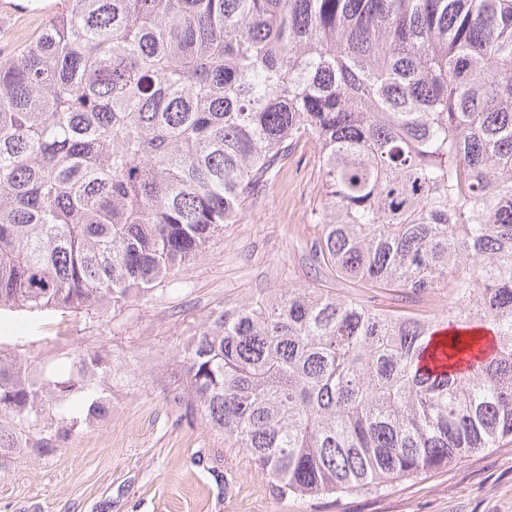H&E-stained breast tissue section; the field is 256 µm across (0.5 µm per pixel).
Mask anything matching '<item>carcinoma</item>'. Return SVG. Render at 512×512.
<instances>
[{
    "mask_svg": "<svg viewBox=\"0 0 512 512\" xmlns=\"http://www.w3.org/2000/svg\"><path fill=\"white\" fill-rule=\"evenodd\" d=\"M74 3L0 60V311L145 297L313 140V260L360 294L211 311L176 347L187 407L283 496L512 444V0ZM384 291L445 292L452 334L430 353L440 323ZM57 386L0 355L11 441Z\"/></svg>",
    "mask_w": 512,
    "mask_h": 512,
    "instance_id": "obj_1",
    "label": "carcinoma"
}]
</instances>
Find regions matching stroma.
Wrapping results in <instances>:
<instances>
[{"label":"stroma","instance_id":"stroma-1","mask_svg":"<svg viewBox=\"0 0 512 512\" xmlns=\"http://www.w3.org/2000/svg\"><path fill=\"white\" fill-rule=\"evenodd\" d=\"M45 23L31 15L1 24L0 58ZM318 152L310 140L279 161L206 256L145 298L117 310L0 315V352L25 356L35 375L66 381L78 352H98L105 366L90 386L110 401L89 424L84 394L72 393L0 452V512H512V444L377 492L285 497L246 451L186 410L175 347L212 310L288 286L351 294L348 281L310 262Z\"/></svg>","mask_w":512,"mask_h":512}]
</instances>
